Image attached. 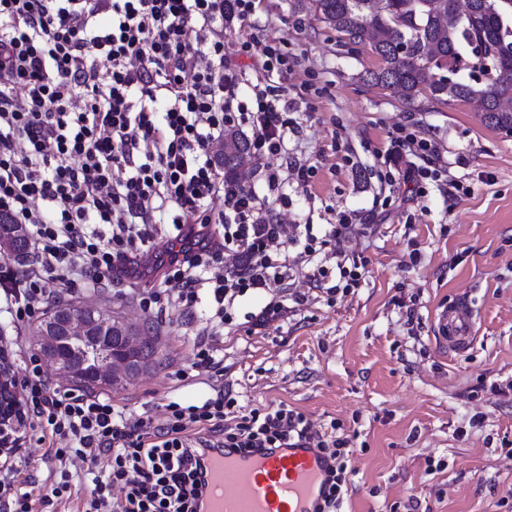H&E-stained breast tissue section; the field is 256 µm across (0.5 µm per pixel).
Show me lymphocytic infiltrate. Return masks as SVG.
I'll return each instance as SVG.
<instances>
[{
    "label": "lymphocytic infiltrate",
    "instance_id": "1",
    "mask_svg": "<svg viewBox=\"0 0 512 512\" xmlns=\"http://www.w3.org/2000/svg\"><path fill=\"white\" fill-rule=\"evenodd\" d=\"M253 11L254 0H0V213L27 227L35 257L24 271L0 262V304L14 321L43 310L51 284L137 279L153 260L183 312L206 291L224 325L237 297L280 287L295 245L309 255L355 231L344 216L323 236L309 224L305 237L290 234L264 216L255 191L225 181L210 155L226 127L249 128L269 190L283 183L264 160L286 153L297 101L280 84L243 100L224 52L225 21L247 22ZM219 195L226 208L216 215L208 202ZM215 222L222 237L194 241L185 231ZM228 254L235 266H225ZM23 389L25 415L46 417L49 453L62 469L37 498L28 479L5 468L0 512L73 501L66 463L75 457L92 483L73 501L76 512H197L206 450L291 443L315 444L332 461L319 512L342 502L343 440L319 435L286 404L228 427L225 412L237 401L220 391L169 403L161 422L131 423L110 399L54 387L37 363Z\"/></svg>",
    "mask_w": 512,
    "mask_h": 512
}]
</instances>
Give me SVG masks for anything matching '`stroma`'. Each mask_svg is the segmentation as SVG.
Here are the masks:
<instances>
[{"label": "stroma", "mask_w": 512, "mask_h": 512, "mask_svg": "<svg viewBox=\"0 0 512 512\" xmlns=\"http://www.w3.org/2000/svg\"><path fill=\"white\" fill-rule=\"evenodd\" d=\"M251 22L224 26L243 95L270 82L239 52L251 33L287 56L299 103L288 152L269 163L311 171L307 183L289 179L278 220L319 234L347 214L358 230L301 259L277 291L237 298L233 323L217 332L207 300L189 316L144 309L157 270L95 291L52 285L54 298L121 314L156 342L149 368L101 394L132 421L163 418L169 402H198L219 384L247 410L286 403L351 448L342 512H512V133L486 126L473 102H408L367 85L376 56L340 45L311 0H257ZM422 139L431 152L413 148ZM391 153L431 177L406 182ZM341 253L358 265V285L313 281ZM273 299L285 314L256 320ZM462 299L477 320L470 345L453 352L437 340L438 319ZM0 334L16 341L9 359L24 381L37 352L31 325L0 311ZM202 340L223 375L193 368ZM48 434L44 422L28 428L12 459L20 475L46 480Z\"/></svg>", "instance_id": "stroma-1"}]
</instances>
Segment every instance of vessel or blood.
<instances>
[{
  "label": "vessel or blood",
  "instance_id": "obj_1",
  "mask_svg": "<svg viewBox=\"0 0 512 512\" xmlns=\"http://www.w3.org/2000/svg\"><path fill=\"white\" fill-rule=\"evenodd\" d=\"M474 321L465 301L442 312L440 342L448 350H463ZM204 466L206 488L199 512H314L325 494L328 462L309 445L246 455L211 451Z\"/></svg>",
  "mask_w": 512,
  "mask_h": 512
}]
</instances>
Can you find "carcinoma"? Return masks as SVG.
<instances>
[{
    "instance_id": "obj_1",
    "label": "carcinoma",
    "mask_w": 512,
    "mask_h": 512,
    "mask_svg": "<svg viewBox=\"0 0 512 512\" xmlns=\"http://www.w3.org/2000/svg\"><path fill=\"white\" fill-rule=\"evenodd\" d=\"M312 2L339 42L347 38L371 47L379 65L365 71L368 85L397 90L408 101L419 95L440 103L475 101L488 126L512 130V109L502 105L512 100V0H472V12L457 20L448 16V0H378L376 9L368 0ZM465 44L480 49L477 62L487 56L494 60L490 75L480 84L460 76L449 85L437 80L442 68H458ZM224 143L229 147L224 179L234 182L252 166L251 146L232 128L224 131ZM27 243L26 229L0 216V254L21 251ZM61 350L69 380L90 385L91 360L106 358L107 346L76 336L64 339Z\"/></svg>"
}]
</instances>
